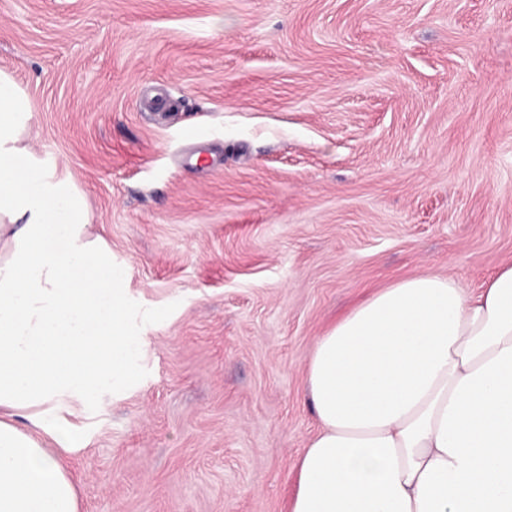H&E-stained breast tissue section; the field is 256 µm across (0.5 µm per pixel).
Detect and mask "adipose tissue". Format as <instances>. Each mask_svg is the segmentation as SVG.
<instances>
[{"label":"adipose tissue","mask_w":512,"mask_h":512,"mask_svg":"<svg viewBox=\"0 0 512 512\" xmlns=\"http://www.w3.org/2000/svg\"><path fill=\"white\" fill-rule=\"evenodd\" d=\"M24 93L0 73V512H77L59 457L70 415L139 377L125 274L87 237L68 177L28 163ZM320 424L291 512H512V266L465 295L449 277L399 281L316 342ZM39 429L52 447L39 446Z\"/></svg>","instance_id":"adipose-tissue-1"}]
</instances>
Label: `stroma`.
<instances>
[{
  "mask_svg": "<svg viewBox=\"0 0 512 512\" xmlns=\"http://www.w3.org/2000/svg\"><path fill=\"white\" fill-rule=\"evenodd\" d=\"M0 71L149 342L78 512H290L317 340L512 265V0H0Z\"/></svg>",
  "mask_w": 512,
  "mask_h": 512,
  "instance_id": "obj_1",
  "label": "stroma"
}]
</instances>
